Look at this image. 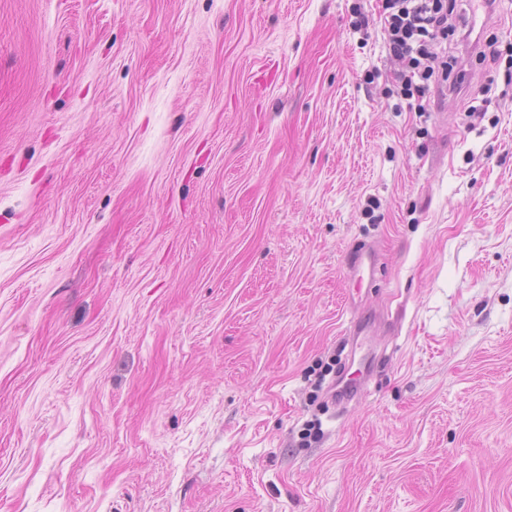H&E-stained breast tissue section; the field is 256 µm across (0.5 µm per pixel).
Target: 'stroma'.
Returning a JSON list of instances; mask_svg holds the SVG:
<instances>
[{"label": "stroma", "instance_id": "obj_1", "mask_svg": "<svg viewBox=\"0 0 512 512\" xmlns=\"http://www.w3.org/2000/svg\"><path fill=\"white\" fill-rule=\"evenodd\" d=\"M483 30L421 112L382 0H0V512H512Z\"/></svg>", "mask_w": 512, "mask_h": 512}]
</instances>
